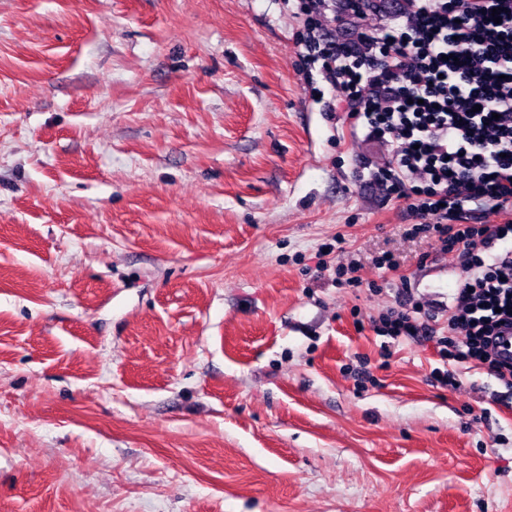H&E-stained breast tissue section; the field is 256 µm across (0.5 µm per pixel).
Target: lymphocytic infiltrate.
<instances>
[{"instance_id":"f902f5d3","label":"lymphocytic infiltrate","mask_w":512,"mask_h":512,"mask_svg":"<svg viewBox=\"0 0 512 512\" xmlns=\"http://www.w3.org/2000/svg\"><path fill=\"white\" fill-rule=\"evenodd\" d=\"M364 0H299V53L345 112L391 160L378 181L404 202L412 233L462 246L472 271L456 293L448 332L407 312L379 316L378 331L435 341L443 361L477 362L512 388V0H401L390 23L369 29ZM339 10L351 28L328 26Z\"/></svg>"}]
</instances>
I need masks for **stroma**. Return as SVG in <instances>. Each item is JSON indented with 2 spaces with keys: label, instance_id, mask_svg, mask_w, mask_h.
I'll list each match as a JSON object with an SVG mask.
<instances>
[{
  "label": "stroma",
  "instance_id": "obj_1",
  "mask_svg": "<svg viewBox=\"0 0 512 512\" xmlns=\"http://www.w3.org/2000/svg\"><path fill=\"white\" fill-rule=\"evenodd\" d=\"M303 30L0 0V512H512V389L372 327L402 292L444 326L470 271Z\"/></svg>",
  "mask_w": 512,
  "mask_h": 512
}]
</instances>
